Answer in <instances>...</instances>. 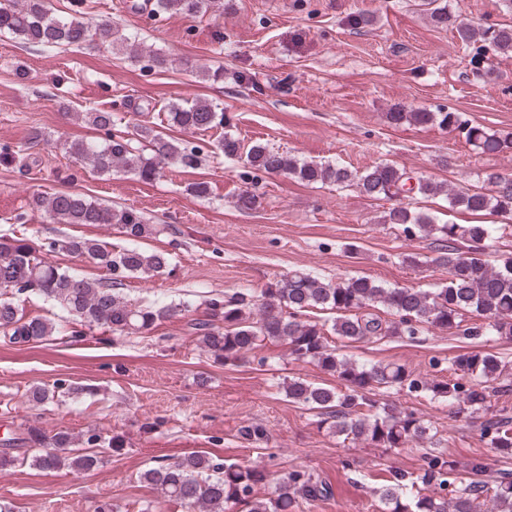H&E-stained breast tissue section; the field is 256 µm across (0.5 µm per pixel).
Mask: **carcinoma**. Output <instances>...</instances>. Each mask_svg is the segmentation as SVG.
Segmentation results:
<instances>
[{
  "label": "carcinoma",
  "mask_w": 512,
  "mask_h": 512,
  "mask_svg": "<svg viewBox=\"0 0 512 512\" xmlns=\"http://www.w3.org/2000/svg\"><path fill=\"white\" fill-rule=\"evenodd\" d=\"M224 9L222 0H152L151 14L203 15ZM435 22L457 34L466 47L478 45L471 64L480 65L489 49L512 51V25L475 28L441 8ZM0 33L10 34L29 46H109L137 52L131 38L109 19L86 17V0H70L69 12L56 14L49 0H0ZM77 117L92 126L101 140H64L65 153L100 176L123 171L143 183L159 179L165 168L198 165L203 147L172 138L145 122L134 125L132 136L112 133L116 119L106 110L79 112ZM167 121L183 131L201 133L224 125V112L206 101L183 105L172 103ZM397 124L411 120L420 125L437 124L460 130L466 141L482 150L512 151V135H490L458 112H389ZM241 143L224 136L213 153L226 159L240 157ZM246 161L259 171L291 175L307 184L356 185L370 196L395 200L384 216L408 236L437 237L439 255L433 262L448 271V281L432 291L387 287L366 276L336 282L295 269L281 279L255 291L243 288L231 294H216L205 302L201 318L188 322L200 349L219 366L235 365L264 349L266 343L285 346L296 361L315 365L336 378L337 385H316L299 377L285 378L282 388L288 401L316 411L319 423L336 435L365 441L377 448H408L414 443L433 444L431 425L408 409L397 410L379 402L384 390L430 395L459 404L467 416L486 412L496 392L493 383L512 375L507 362L489 351H472L452 360L456 377L423 379L396 363L364 364L341 353L332 337L345 344L364 339L382 340L404 336L414 339L430 326L473 340H512V253L490 262L484 259L494 228L490 224H437L416 211V196L443 193L452 209L471 214L495 212L512 216V178L497 172L485 174L489 190H459L436 184L404 169L379 164L361 173L333 164L300 163L287 153L256 144L246 152ZM26 206L53 224H105L118 230L124 243L88 236H69L48 244V250L63 251L109 272L105 279L89 278L55 265L40 255L26 238L0 239V335L21 346L42 343L64 331L70 337L85 336V328L97 326L119 336L149 334L162 322L188 310L187 300L166 303L134 300L125 292L131 279L161 276L171 266L170 253L146 250L139 242L170 229L149 224L141 212L114 208L86 195L58 191L34 193ZM467 243L462 249L459 242ZM33 298L51 302L61 312V322L44 316H29L19 304ZM382 308L391 318L373 313ZM336 314L332 325L312 316L315 311ZM84 392V388L58 379L50 386L29 390L33 405L61 403ZM238 435L251 444L268 441L267 429L245 421ZM480 437L504 458L512 457V416L493 414L480 424ZM119 433L105 435L91 430L84 435L58 429L47 432L36 426L23 436L0 445V467L23 463L30 448L43 451L31 457L43 470L64 466L77 472L96 469L103 449L118 454L125 447ZM471 481L458 480L455 461L432 449L415 473L395 472L378 487L377 512H512V473L505 470L486 479L488 466L480 459L465 465ZM266 469L227 464L205 452H189L156 462L140 474L161 497L176 501L187 512H295L303 502L326 500L327 483L305 470H291L275 479L274 494L260 499L254 487L267 480Z\"/></svg>",
  "instance_id": "cac0c4a2"
}]
</instances>
